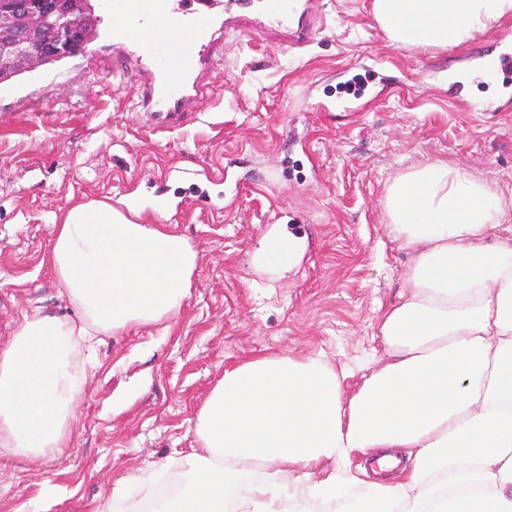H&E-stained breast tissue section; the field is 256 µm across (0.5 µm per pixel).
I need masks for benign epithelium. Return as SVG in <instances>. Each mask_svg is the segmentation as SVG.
Listing matches in <instances>:
<instances>
[{
    "label": "benign epithelium",
    "mask_w": 512,
    "mask_h": 512,
    "mask_svg": "<svg viewBox=\"0 0 512 512\" xmlns=\"http://www.w3.org/2000/svg\"><path fill=\"white\" fill-rule=\"evenodd\" d=\"M98 19L92 0H0V70L19 74L84 51Z\"/></svg>",
    "instance_id": "7a95c632"
}]
</instances>
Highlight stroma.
Returning a JSON list of instances; mask_svg holds the SVG:
<instances>
[{"label": "stroma", "mask_w": 512, "mask_h": 512, "mask_svg": "<svg viewBox=\"0 0 512 512\" xmlns=\"http://www.w3.org/2000/svg\"><path fill=\"white\" fill-rule=\"evenodd\" d=\"M372 0H324L326 28L304 51L224 38L219 78L194 117L155 132L113 78L119 60L75 83L85 55L19 75L44 88L33 111L0 120V353L23 314L72 313L44 257L73 203L139 204L198 253L181 310L101 337L82 375L68 447L0 455V512H102L178 483V452L196 447V416L226 368L260 355L324 357L353 392L384 353L380 308L397 302L408 255L385 228L383 195L409 167L445 160L512 194V88L472 68L502 51L501 30L469 48L391 45ZM374 98L358 112H318L343 72ZM493 99L496 109L470 105ZM293 238L273 270L269 242Z\"/></svg>", "instance_id": "obj_1"}]
</instances>
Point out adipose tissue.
Returning a JSON list of instances; mask_svg holds the SVG:
<instances>
[{"label":"adipose tissue","mask_w":512,"mask_h":512,"mask_svg":"<svg viewBox=\"0 0 512 512\" xmlns=\"http://www.w3.org/2000/svg\"><path fill=\"white\" fill-rule=\"evenodd\" d=\"M392 43L467 46L512 0H373ZM391 241L411 256L379 329L385 361L352 394L319 357L258 356L225 369L201 408L185 478L155 512H512V198L435 160L387 186ZM198 254L111 199L72 206L47 262L69 317L23 315L0 354V448L38 455L71 439L81 352L157 324L189 297ZM408 449L402 480L350 499L356 456ZM335 460L334 470L317 473Z\"/></svg>","instance_id":"adipose-tissue-1"}]
</instances>
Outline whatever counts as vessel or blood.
I'll return each mask as SVG.
<instances>
[{"label":"vessel or blood","instance_id":"vessel-or-blood-1","mask_svg":"<svg viewBox=\"0 0 512 512\" xmlns=\"http://www.w3.org/2000/svg\"><path fill=\"white\" fill-rule=\"evenodd\" d=\"M321 0H166L165 6L128 18L113 31L101 57L118 55L132 83V98L146 124L170 131L185 120L191 102L211 95L217 33H263L288 50L308 46L321 30ZM191 49H184V40ZM25 88L0 91V116L30 108Z\"/></svg>","mask_w":512,"mask_h":512}]
</instances>
